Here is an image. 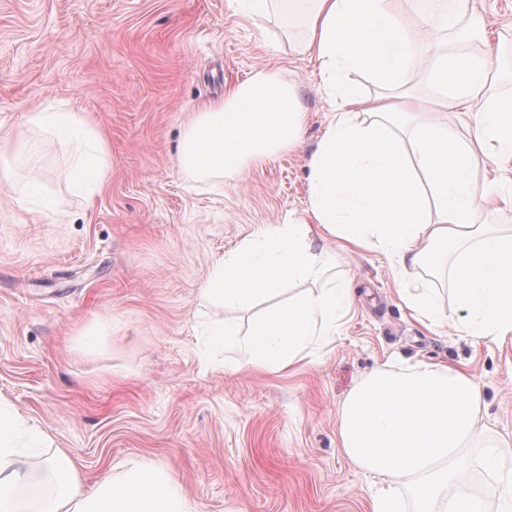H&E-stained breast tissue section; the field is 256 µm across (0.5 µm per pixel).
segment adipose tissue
<instances>
[{"instance_id":"1","label":"adipose tissue","mask_w":512,"mask_h":512,"mask_svg":"<svg viewBox=\"0 0 512 512\" xmlns=\"http://www.w3.org/2000/svg\"><path fill=\"white\" fill-rule=\"evenodd\" d=\"M417 24L436 33L471 16L475 0H406ZM235 14L274 15L303 51L313 54L328 97L324 134L309 159L308 219L277 224L217 258L200 287L202 301L244 308L256 298L318 272L314 246L324 236L385 253L396 277L424 263H453L458 305L471 336L512 335V228L494 234L481 217L512 211L500 181L475 182L481 160L512 154V107L494 96L493 52L434 53L427 102L406 91L419 43L392 0H228ZM353 71L371 74L384 92L366 98L348 85ZM476 109L469 141L448 125L455 110ZM304 112L294 86L258 70L227 99L203 105L187 125L180 165L194 176L240 171L297 143ZM68 145L69 179L94 193L108 176V148L78 112L51 107L27 113L21 127L0 128V160L23 152L32 130ZM457 249L449 258V249ZM350 285L322 289L270 308L244 344L246 362L284 370L303 360L313 337L327 335L352 304ZM484 402L477 382L451 365L407 373L378 369L340 405V447L379 483L373 512H403L394 494L412 487L415 512H492L512 499V444H489L495 485L475 495L455 490L469 448L484 441ZM44 433L0 407V512H21L26 492L36 512H198L160 467L120 463L116 479L85 492L66 455L47 459L50 487L32 482L18 458Z\"/></svg>"}]
</instances>
